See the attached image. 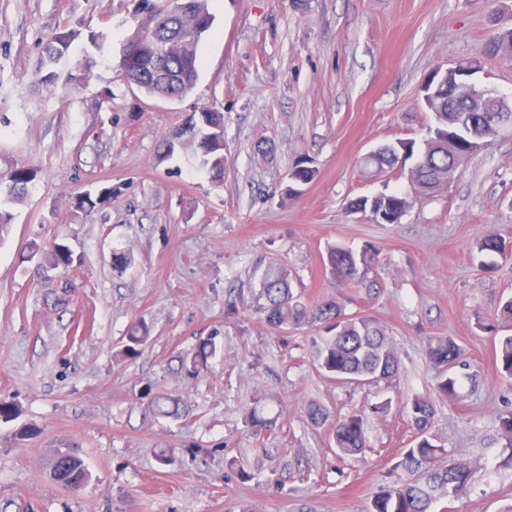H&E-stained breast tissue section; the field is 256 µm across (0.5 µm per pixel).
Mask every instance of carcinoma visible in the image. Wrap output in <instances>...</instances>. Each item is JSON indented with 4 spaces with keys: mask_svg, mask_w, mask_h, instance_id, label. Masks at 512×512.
Returning <instances> with one entry per match:
<instances>
[{
    "mask_svg": "<svg viewBox=\"0 0 512 512\" xmlns=\"http://www.w3.org/2000/svg\"><path fill=\"white\" fill-rule=\"evenodd\" d=\"M165 0H140L138 12L147 16L144 24L154 30L162 45L157 52L150 47H140L137 66L125 77L128 83L145 87L149 94L161 97L185 99L195 89L200 58L199 42L186 38V34L200 25L212 27L213 16L208 0H190L181 13L166 16ZM78 37L75 30L56 32L47 39L44 59L38 83L53 86L59 74L56 65L67 55ZM479 57H499L512 60V27L499 30L479 49ZM467 107L464 95L443 96L432 102V108L441 118L455 122L460 110ZM487 113L470 112L468 119L475 132L483 138L496 136L486 122ZM224 130V116L220 112L202 109L191 113L188 119L166 139L163 157L174 153L175 147L196 154L202 165L213 177L224 176V147L208 139L211 133ZM470 140L457 134L451 141L433 140L423 143L418 152L420 159L413 181L414 192L430 194L448 184L461 162L472 155ZM367 168L382 172L393 171L398 157L387 153L363 160ZM35 173L28 168H17L0 176V234L11 223L10 205L23 201L28 184ZM398 191H384L373 196H362L349 203L355 213L374 211L390 217V223H400L404 212L396 209L394 196ZM112 195V188L101 189L97 197L86 194L76 198L75 207L91 209ZM31 252L41 254L40 267L49 272L66 267L73 262L72 253L60 246L40 251L37 246ZM380 249L366 244L359 250L336 244L327 250L326 264L333 278L343 284H358L380 261ZM265 303L259 312L267 326L274 331L286 330L302 322L311 323L323 330L315 344L319 369L338 380L372 378L374 382L388 381L400 368L397 350L387 330L369 315H347L341 304L334 299H323L307 307L297 300L282 270L272 267L262 281ZM148 326L138 321L128 332L124 354L138 355L148 338ZM216 352V342L209 337L197 346L195 353L182 360V367L191 375L207 369V360ZM495 363L500 373L512 378V334L501 336L494 344ZM427 356L439 371L436 390L439 395L454 398L458 377L455 368L463 362V349L451 337H439L429 345ZM410 420L417 436L414 444L405 449L395 466L399 473L384 487L371 503V512H448L446 504L464 496L469 488L475 464L467 459H457L441 464L446 448L442 439L430 432L434 405L427 397H415L406 403ZM333 439L337 451L344 457H356L365 448L362 418L348 415L336 420ZM49 476L55 481L73 479L88 481L90 474L85 460L72 448L54 450L48 465Z\"/></svg>",
    "mask_w": 512,
    "mask_h": 512,
    "instance_id": "1",
    "label": "carcinoma"
}]
</instances>
